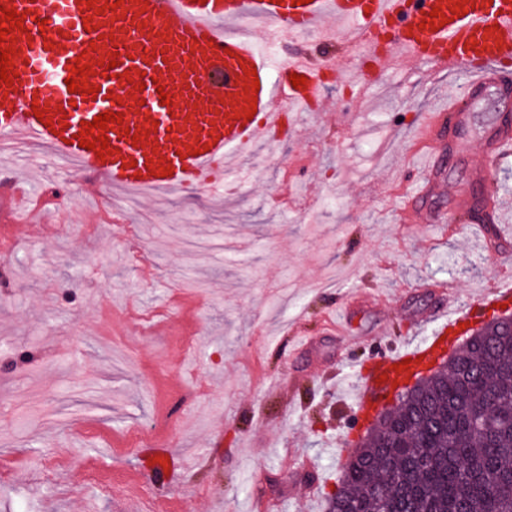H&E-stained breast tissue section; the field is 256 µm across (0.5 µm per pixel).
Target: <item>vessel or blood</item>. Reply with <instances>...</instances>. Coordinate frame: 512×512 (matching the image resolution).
Here are the masks:
<instances>
[{
	"mask_svg": "<svg viewBox=\"0 0 512 512\" xmlns=\"http://www.w3.org/2000/svg\"><path fill=\"white\" fill-rule=\"evenodd\" d=\"M100 12L89 15L88 3ZM0 0L23 21L14 30L15 78L0 83V134L38 143L76 170L106 175L113 188L154 193L175 189L212 192L223 188L224 172L234 159L254 152L272 136L288 132L291 111L314 109L323 84L321 68L306 54H293L270 71L264 47L283 34L331 36L340 23L357 47L361 84L385 73L396 58L432 61L463 71L473 96L492 90L512 96V0ZM451 20L428 26L433 7ZM92 68L87 85L97 94L70 92L76 58ZM305 76L293 87L292 74ZM259 81L257 94L246 93ZM143 91H135V84ZM169 93L161 104L160 93ZM141 104L129 108L130 95ZM43 118H36V111ZM121 115V122L95 129L107 138L110 154L99 157L80 148L75 135L100 113ZM253 119H246V112ZM468 117L458 103L431 113L421 136L440 141L448 124L462 127ZM141 132L133 141V132ZM496 158L512 155V127L498 125L488 142ZM172 168L163 177L159 167ZM512 302V286L490 285L465 315L476 318L493 305ZM457 315L443 317L432 336L379 356L362 379L355 405L379 406L395 366L408 361L417 369L437 351ZM157 472L174 466L166 441L144 448Z\"/></svg>",
	"mask_w": 512,
	"mask_h": 512,
	"instance_id": "vessel-or-blood-1",
	"label": "vessel or blood"
}]
</instances>
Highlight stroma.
<instances>
[{
    "instance_id": "stroma-1",
    "label": "stroma",
    "mask_w": 512,
    "mask_h": 512,
    "mask_svg": "<svg viewBox=\"0 0 512 512\" xmlns=\"http://www.w3.org/2000/svg\"><path fill=\"white\" fill-rule=\"evenodd\" d=\"M296 51L332 71L322 107L289 116L250 186L130 204L140 255L77 170L38 145L5 155L30 196L60 193L37 237L13 199L0 201V512H329L368 366L430 335L448 301L437 285L452 282L463 307L487 281L512 282V240L475 235L457 207L482 184L512 207V157L483 154L503 115L496 94L446 133L451 160L410 224L425 153L410 136L437 98L465 95V75L399 60L360 89L348 40L313 34L284 40L272 68ZM301 336L311 344L299 353ZM163 416L160 437L196 465L171 481L144 475L147 501L127 485L144 468L128 439ZM46 456L60 461L47 480ZM91 470L115 490L93 488Z\"/></svg>"
}]
</instances>
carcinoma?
Instances as JSON below:
<instances>
[{
	"instance_id": "1",
	"label": "carcinoma",
	"mask_w": 512,
	"mask_h": 512,
	"mask_svg": "<svg viewBox=\"0 0 512 512\" xmlns=\"http://www.w3.org/2000/svg\"><path fill=\"white\" fill-rule=\"evenodd\" d=\"M331 512H512V323L483 327L356 449Z\"/></svg>"
}]
</instances>
